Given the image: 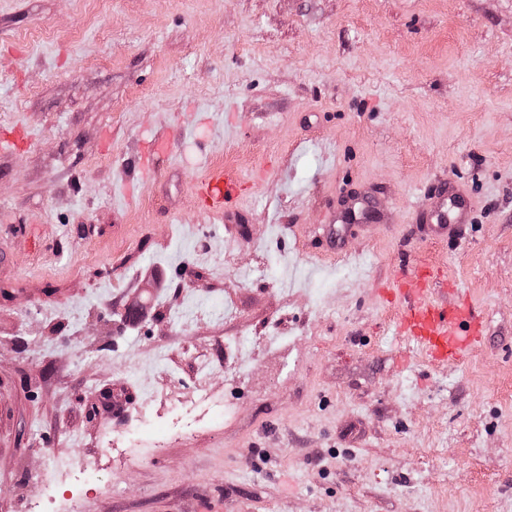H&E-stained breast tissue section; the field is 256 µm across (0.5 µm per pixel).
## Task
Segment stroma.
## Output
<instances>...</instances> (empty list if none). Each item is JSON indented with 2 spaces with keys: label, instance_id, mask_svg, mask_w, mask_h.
I'll return each instance as SVG.
<instances>
[{
  "label": "stroma",
  "instance_id": "stroma-1",
  "mask_svg": "<svg viewBox=\"0 0 512 512\" xmlns=\"http://www.w3.org/2000/svg\"><path fill=\"white\" fill-rule=\"evenodd\" d=\"M14 126L0 512L52 460L104 477L74 512H512V0H0ZM224 166L231 220L190 191ZM443 185L452 242L413 220ZM416 265L483 317L458 364L396 333ZM202 385L221 415L137 436Z\"/></svg>",
  "mask_w": 512,
  "mask_h": 512
}]
</instances>
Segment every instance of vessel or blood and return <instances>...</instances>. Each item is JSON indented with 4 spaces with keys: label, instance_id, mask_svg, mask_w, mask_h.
Returning a JSON list of instances; mask_svg holds the SVG:
<instances>
[{
    "label": "vessel or blood",
    "instance_id": "obj_1",
    "mask_svg": "<svg viewBox=\"0 0 512 512\" xmlns=\"http://www.w3.org/2000/svg\"><path fill=\"white\" fill-rule=\"evenodd\" d=\"M246 190L245 181L231 168L210 171L191 186L196 200L214 213L228 211ZM429 215L444 232L449 223H467L468 204L459 202L456 213H449L447 195L441 192L432 202ZM433 282L429 271L416 268L399 274L391 290L403 302L398 333L416 342L431 363L445 366L462 360L477 345L484 323L465 300H433Z\"/></svg>",
    "mask_w": 512,
    "mask_h": 512
}]
</instances>
